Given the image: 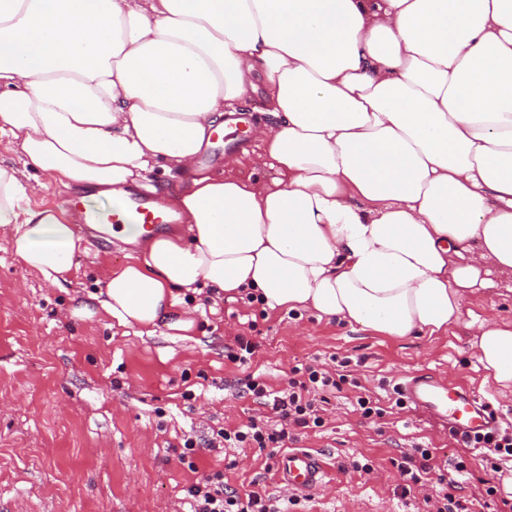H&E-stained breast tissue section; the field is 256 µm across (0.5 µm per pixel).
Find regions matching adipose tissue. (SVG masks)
Here are the masks:
<instances>
[{"label": "adipose tissue", "instance_id": "adipose-tissue-1", "mask_svg": "<svg viewBox=\"0 0 512 512\" xmlns=\"http://www.w3.org/2000/svg\"><path fill=\"white\" fill-rule=\"evenodd\" d=\"M273 183L211 176L199 154L256 89ZM48 178L123 206L154 162L186 172L182 236L124 242L97 307L188 339L186 294L314 310L382 336H435L512 273V0H0V136ZM0 165V227L63 287L80 213ZM512 387V323L472 320Z\"/></svg>", "mask_w": 512, "mask_h": 512}]
</instances>
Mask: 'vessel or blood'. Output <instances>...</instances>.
<instances>
[{
  "mask_svg": "<svg viewBox=\"0 0 512 512\" xmlns=\"http://www.w3.org/2000/svg\"><path fill=\"white\" fill-rule=\"evenodd\" d=\"M131 211L145 235L152 236L164 225L148 193L132 195ZM408 402L430 416L448 421L450 427L473 433L498 424V414L489 401L472 395L463 385L448 383L429 374L408 377L402 384ZM284 483L295 493H308L317 489L325 477L324 469L315 454L297 448L284 454L279 463Z\"/></svg>",
  "mask_w": 512,
  "mask_h": 512,
  "instance_id": "vessel-or-blood-1",
  "label": "vessel or blood"
}]
</instances>
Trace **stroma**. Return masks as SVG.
I'll return each instance as SVG.
<instances>
[{
	"instance_id": "1",
	"label": "stroma",
	"mask_w": 512,
	"mask_h": 512,
	"mask_svg": "<svg viewBox=\"0 0 512 512\" xmlns=\"http://www.w3.org/2000/svg\"><path fill=\"white\" fill-rule=\"evenodd\" d=\"M247 122L213 135L200 157L209 173L246 180L277 178L257 168L264 151L253 127L273 123L263 92L236 105ZM88 251L65 288H51L27 270L0 228V507L12 512H191L187 489L200 476L220 471L238 493L263 490L276 498L289 491L276 472H266L265 452L255 448H209L212 432L251 417L273 420L246 389L249 379L287 387L293 367L330 368L333 356L348 358L349 371L368 388L431 373L489 400L503 422L512 423V389L498 385L471 345L472 331L459 325L442 336L395 338L314 312L261 311L247 299L201 305L192 339L158 328L151 336L114 325L98 314L71 311L99 291L106 268H119L135 247L85 229ZM472 310L479 319L512 321V275H498ZM260 346L239 366L226 357L237 335ZM355 390L344 386L324 406L325 425L299 434L297 447L323 460L324 485L298 498L288 512H427L431 486L402 495L397 461L415 448L431 449L438 461L465 463L463 497L492 473L473 449L456 443L430 417L406 405L370 418L356 411ZM193 439L192 464L179 448ZM370 464L371 472L343 469V462Z\"/></svg>"
}]
</instances>
